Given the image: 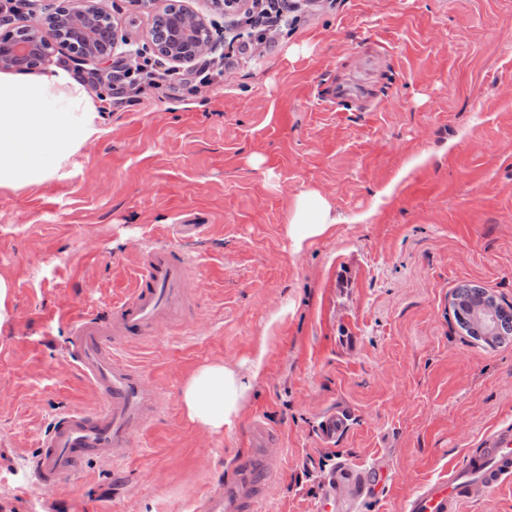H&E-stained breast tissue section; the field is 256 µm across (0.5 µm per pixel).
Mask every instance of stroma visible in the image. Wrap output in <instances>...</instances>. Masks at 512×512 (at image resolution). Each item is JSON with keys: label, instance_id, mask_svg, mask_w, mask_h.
I'll return each instance as SVG.
<instances>
[{"label": "stroma", "instance_id": "1", "mask_svg": "<svg viewBox=\"0 0 512 512\" xmlns=\"http://www.w3.org/2000/svg\"><path fill=\"white\" fill-rule=\"evenodd\" d=\"M120 37L153 17L97 0ZM220 83L109 113L50 185L0 191V512H192L245 456L261 421L281 435L260 512H322L335 453L383 459L391 489L360 512H402L512 425V340L457 326L463 284L512 304V0H300ZM313 188L339 222L293 251ZM170 247L204 268L187 320L130 340L163 406L119 463L92 458L39 489L40 435L98 397L71 358V318L111 310L142 257ZM221 361L256 380L232 429L190 423L180 394ZM350 413L334 446L322 418Z\"/></svg>", "mask_w": 512, "mask_h": 512}]
</instances>
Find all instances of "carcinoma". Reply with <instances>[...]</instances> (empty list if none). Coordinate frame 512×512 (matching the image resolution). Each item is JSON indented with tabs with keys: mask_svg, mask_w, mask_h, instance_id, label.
Listing matches in <instances>:
<instances>
[{
	"mask_svg": "<svg viewBox=\"0 0 512 512\" xmlns=\"http://www.w3.org/2000/svg\"><path fill=\"white\" fill-rule=\"evenodd\" d=\"M488 306L493 308L496 325L493 327L474 316L475 309ZM457 323L467 336L484 343H500L512 338V308L499 306L494 297L476 285H463L457 289L453 302Z\"/></svg>",
	"mask_w": 512,
	"mask_h": 512,
	"instance_id": "1",
	"label": "carcinoma"
}]
</instances>
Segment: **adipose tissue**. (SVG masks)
<instances>
[{"instance_id":"1","label":"adipose tissue","mask_w":512,"mask_h":512,"mask_svg":"<svg viewBox=\"0 0 512 512\" xmlns=\"http://www.w3.org/2000/svg\"><path fill=\"white\" fill-rule=\"evenodd\" d=\"M102 102L70 70L0 71V189L17 191L62 179L72 157L100 132ZM337 219L314 189L300 193L288 225L295 249L324 235ZM251 382L224 363L199 368L185 383L187 419L219 434L231 427Z\"/></svg>"}]
</instances>
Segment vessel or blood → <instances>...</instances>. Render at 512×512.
Here are the masks:
<instances>
[{"label":"vessel or blood","mask_w":512,"mask_h":512,"mask_svg":"<svg viewBox=\"0 0 512 512\" xmlns=\"http://www.w3.org/2000/svg\"><path fill=\"white\" fill-rule=\"evenodd\" d=\"M182 254L157 249L141 260L135 288L115 302L104 316L84 314L72 325V359L96 392L100 406L60 415L40 443L34 460L37 484L57 490L90 458L122 461L140 432L161 409V396L135 365L121 358L124 344L153 335L159 325L186 316L188 283L200 276ZM347 425L344 413L327 414L319 424L324 441H335ZM270 436L254 426L248 440L254 451L242 458L224 483L212 488L195 512H256L274 476V466L263 449ZM386 465L364 468L340 463L329 478L326 512H357L359 499L384 489ZM512 478V427L492 430L482 451L467 457L463 468H451L444 481L420 485L403 503V512H458L463 488L483 493L498 490Z\"/></svg>","instance_id":"vessel-or-blood-1"}]
</instances>
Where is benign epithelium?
<instances>
[{
	"mask_svg": "<svg viewBox=\"0 0 512 512\" xmlns=\"http://www.w3.org/2000/svg\"><path fill=\"white\" fill-rule=\"evenodd\" d=\"M64 3L60 13H51V19L37 20L30 15L17 18V25L0 34V69H24L27 59L46 61L54 44H64L82 61L103 58L99 49L105 43L116 50L118 41L97 21L100 10L94 0H78L77 7ZM188 23V29L171 34L161 27L151 29V39L157 44L158 53L175 64H190L212 50L205 39V21L193 11L183 8L173 10Z\"/></svg>",
	"mask_w": 512,
	"mask_h": 512,
	"instance_id": "7a95c632",
	"label": "benign epithelium"
}]
</instances>
